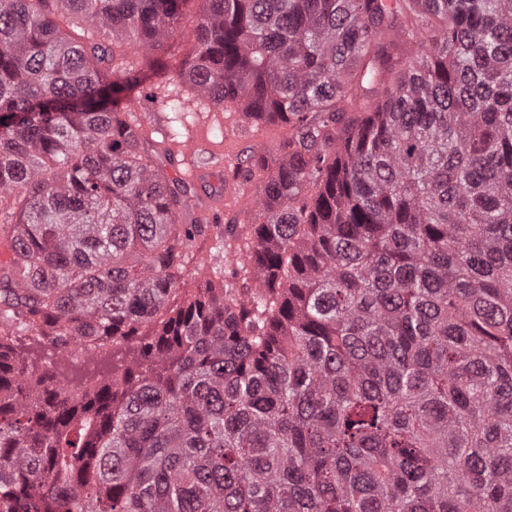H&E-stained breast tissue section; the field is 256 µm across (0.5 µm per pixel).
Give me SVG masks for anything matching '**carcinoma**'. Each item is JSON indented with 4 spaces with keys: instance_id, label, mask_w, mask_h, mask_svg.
Instances as JSON below:
<instances>
[{
    "instance_id": "cac0c4a2",
    "label": "carcinoma",
    "mask_w": 512,
    "mask_h": 512,
    "mask_svg": "<svg viewBox=\"0 0 512 512\" xmlns=\"http://www.w3.org/2000/svg\"><path fill=\"white\" fill-rule=\"evenodd\" d=\"M187 2L0 0V512H512V0H203L185 82L288 125L246 297L123 119ZM193 259L186 266L181 280L183 288H197L200 283L204 282L205 276H218L224 273V279L232 280L235 269V260L233 254L224 257V249L219 245L214 235L205 233L196 237L194 244ZM216 272H218L216 274ZM10 343L34 372H53L57 381L59 379L65 381L63 374L66 369L65 360L70 356L68 352L63 354L57 353L56 356L50 357L44 353L46 348L44 344H38L25 336H21V338L14 337Z\"/></svg>"
}]
</instances>
